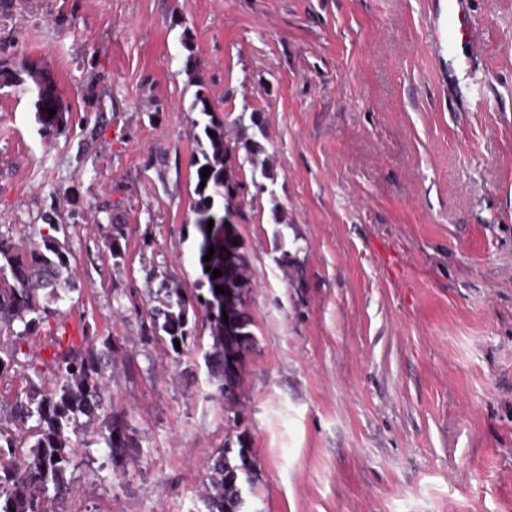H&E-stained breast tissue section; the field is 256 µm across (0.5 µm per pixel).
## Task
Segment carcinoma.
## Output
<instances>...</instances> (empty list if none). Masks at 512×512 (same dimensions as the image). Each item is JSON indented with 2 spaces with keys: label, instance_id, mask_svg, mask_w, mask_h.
Returning <instances> with one entry per match:
<instances>
[{
  "label": "carcinoma",
  "instance_id": "obj_1",
  "mask_svg": "<svg viewBox=\"0 0 512 512\" xmlns=\"http://www.w3.org/2000/svg\"><path fill=\"white\" fill-rule=\"evenodd\" d=\"M27 74L33 82L29 90L37 97L38 119L44 129H51L62 118L59 99L39 73L29 69ZM194 106L203 116L195 126L208 142V149L193 160L197 182H205L203 187L195 186L193 205L199 274L191 288L161 283L164 301L148 311V332L168 336L172 347L180 342V349L174 350L178 355L196 345L198 328L208 332L210 344L203 354L208 382L233 413L231 421L238 429L247 365L257 348L249 302L252 254L237 225L239 201L248 193L239 172L262 146L254 139L227 135L224 122L215 117L201 89ZM51 108L56 113L50 118ZM211 131L215 136L209 135ZM205 167L210 175L203 179ZM210 220L214 225L209 230ZM211 246L215 252L206 261ZM226 267L232 268V278H211L212 270ZM217 286L224 292H216ZM74 291L69 254L54 237L45 236L42 245L27 251L0 237V377L18 368L32 372L10 407V425L0 424V512H53L48 504L61 502L68 491L67 473L85 426L97 425L99 440L114 460L137 447L126 419L108 410L109 372L117 355L110 338L87 336L85 346L77 349L64 340L66 330H61L52 355L56 387L49 392L43 390L36 364L29 358L19 359L22 341L37 334L47 318L61 317L60 303ZM244 436L243 432L237 435L238 448L220 449L207 465L200 495L205 512H241V484L251 487L257 477Z\"/></svg>",
  "mask_w": 512,
  "mask_h": 512
}]
</instances>
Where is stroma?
Masks as SVG:
<instances>
[{"label":"stroma","instance_id":"obj_1","mask_svg":"<svg viewBox=\"0 0 512 512\" xmlns=\"http://www.w3.org/2000/svg\"><path fill=\"white\" fill-rule=\"evenodd\" d=\"M438 2L0 0V70L39 69L65 114L43 135L0 88V235L64 243L67 334L120 346L138 442L112 463L86 429L63 512H195L233 429L202 350L143 338L161 282L198 275L200 80L227 128L265 118L244 181L275 172L238 221L252 512H512V0H467L470 47L436 45Z\"/></svg>","mask_w":512,"mask_h":512}]
</instances>
